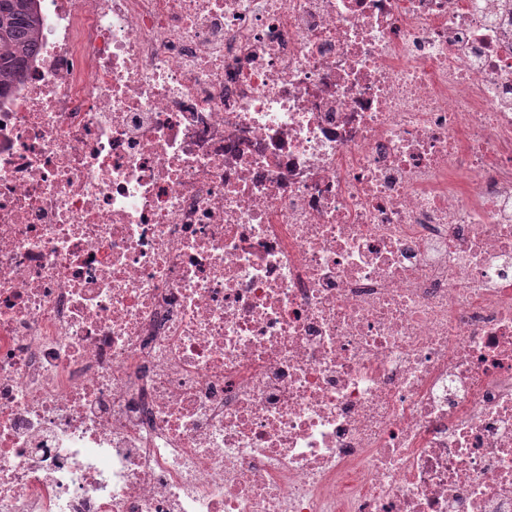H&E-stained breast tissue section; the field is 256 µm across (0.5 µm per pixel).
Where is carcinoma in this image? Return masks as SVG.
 Here are the masks:
<instances>
[{"mask_svg":"<svg viewBox=\"0 0 512 512\" xmlns=\"http://www.w3.org/2000/svg\"><path fill=\"white\" fill-rule=\"evenodd\" d=\"M41 21L33 0H0V85L15 78L38 41Z\"/></svg>","mask_w":512,"mask_h":512,"instance_id":"carcinoma-1","label":"carcinoma"}]
</instances>
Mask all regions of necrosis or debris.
Returning <instances> with one entry per match:
<instances>
[{
    "mask_svg": "<svg viewBox=\"0 0 512 512\" xmlns=\"http://www.w3.org/2000/svg\"><path fill=\"white\" fill-rule=\"evenodd\" d=\"M36 10L0 512H512V0Z\"/></svg>",
    "mask_w": 512,
    "mask_h": 512,
    "instance_id": "4bbe7bcc",
    "label": "necrosis or debris"
}]
</instances>
